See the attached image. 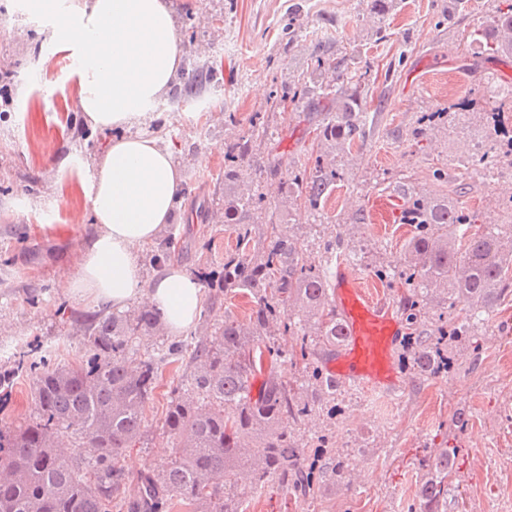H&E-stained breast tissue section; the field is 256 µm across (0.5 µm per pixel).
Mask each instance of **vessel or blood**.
I'll return each mask as SVG.
<instances>
[{
    "label": "vessel or blood",
    "instance_id": "1",
    "mask_svg": "<svg viewBox=\"0 0 512 512\" xmlns=\"http://www.w3.org/2000/svg\"><path fill=\"white\" fill-rule=\"evenodd\" d=\"M334 299L345 332L328 369L343 386L363 385L384 394L398 392L403 380L394 365L402 325L392 307L364 288L345 267L333 276Z\"/></svg>",
    "mask_w": 512,
    "mask_h": 512
}]
</instances>
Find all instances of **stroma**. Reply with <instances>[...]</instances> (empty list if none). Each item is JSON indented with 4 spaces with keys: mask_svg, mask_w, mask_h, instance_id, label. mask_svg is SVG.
Returning <instances> with one entry per match:
<instances>
[{
    "mask_svg": "<svg viewBox=\"0 0 512 512\" xmlns=\"http://www.w3.org/2000/svg\"><path fill=\"white\" fill-rule=\"evenodd\" d=\"M499 0H395L378 18L374 0H172L184 58L217 62L216 86L190 99L164 93L131 135L161 138L183 170L182 198L167 227L177 242L176 260L196 273L206 260H223L236 234L224 222V148L252 123L268 129L254 151L260 164L244 182L265 196L266 211L291 225L312 261L338 263L369 291L400 309L399 296L374 275L396 265L411 235L400 221L401 191L410 187L476 215V229L512 221L501 202L512 197V162L486 183L468 162L482 139L479 118L466 129L439 127L416 135L422 113L483 90L499 61L471 44L468 33L490 25ZM387 40H378V25ZM67 53L51 37L47 20L26 12L21 0H0V73L12 108L0 114V362L25 343L42 344V356L65 363L84 359L87 338L76 323L95 305L73 297L65 277L75 252L95 232L86 193L90 176L112 138L98 131L94 147L76 143L69 120L76 84ZM363 76L368 86L367 132L336 154L343 177L319 209L285 200L280 192L291 166L313 167L320 153L314 133L321 105L296 98L275 108L280 96L309 81L315 68ZM446 179H436L437 170ZM341 242L342 254L325 247ZM197 323L181 339L209 338L225 319L245 320L243 295L218 297L204 288ZM456 363L448 374L405 375L402 390L385 395L341 388L342 411L305 425L306 438L326 435L350 450V484L308 499L271 488L249 497L244 512H409L427 449L458 446L456 472L448 479V512H512V294L483 311L471 346H450ZM186 363L174 360L146 408L147 436L127 449L121 465L137 493L135 477L172 455L160 430L169 391ZM468 414L457 431V409Z\"/></svg>",
    "mask_w": 512,
    "mask_h": 512,
    "instance_id": "stroma-1",
    "label": "stroma"
}]
</instances>
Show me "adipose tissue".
Wrapping results in <instances>:
<instances>
[{
	"instance_id": "1",
	"label": "adipose tissue",
	"mask_w": 512,
	"mask_h": 512,
	"mask_svg": "<svg viewBox=\"0 0 512 512\" xmlns=\"http://www.w3.org/2000/svg\"><path fill=\"white\" fill-rule=\"evenodd\" d=\"M49 17L58 44L75 60V105L113 138L89 188L96 233L74 258L72 296L120 311L134 301L157 311L166 334L195 325L199 282L175 260L145 281L139 255L154 244L181 199L183 176L158 138L129 135L175 79L182 47L170 0H29Z\"/></svg>"
}]
</instances>
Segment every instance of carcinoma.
Masks as SVG:
<instances>
[{"label":"carcinoma","instance_id":"obj_1","mask_svg":"<svg viewBox=\"0 0 512 512\" xmlns=\"http://www.w3.org/2000/svg\"><path fill=\"white\" fill-rule=\"evenodd\" d=\"M473 41L492 58L512 55V0L498 9L493 34L475 30ZM212 65H193L182 73L187 97L205 82L218 81ZM304 92L323 103L327 117L318 128V145L332 150L365 137L363 82L339 72L327 80L312 72ZM483 131L504 157L512 156V119L505 115L512 100L484 99ZM476 99L458 98L418 118L419 134L452 125L474 112ZM266 129L226 145L224 184L239 185L244 164L253 161V142ZM342 178L339 169L316 159L309 173L291 170L282 191L301 198L312 209L326 200ZM401 221L412 226L403 248L400 270L377 269L379 280L408 287L404 296L407 336L402 347L411 373L419 378L447 373L454 364L448 342L464 345L474 335L471 311L488 310L512 291V253L503 250L501 234L512 224L486 227L470 235L458 227L470 216L448 199L414 189L401 190ZM264 196L242 190L224 195V223L233 226L237 248L224 252L220 271L204 266L201 279L224 295L251 297L249 320L227 319L213 338L195 346L170 344L159 355L142 354L136 340L160 329L151 309L125 315L100 312L84 321L88 355L75 363L38 362L19 351L0 366V403L10 401L19 378L32 379L36 417L18 430L0 427V512H112L125 487L120 465L124 449L147 433L145 409L171 358L188 357L187 384L175 387L166 405L161 430L175 448L158 470L137 477V494L123 500L127 512H163L180 500L191 512H241L243 499L271 484L313 497L329 484L350 483L347 454L321 451L302 457L299 425L340 410V386L325 361L344 341L336 315L328 271L310 261L288 224H259ZM463 305L465 316L433 318L430 309ZM279 326L293 337L285 349L264 343ZM301 369L290 376L284 363ZM260 385H255L257 378ZM74 439L72 456L55 450L62 437ZM459 449L434 448L423 459L425 472L411 512H448V478Z\"/></svg>","mask_w":512,"mask_h":512}]
</instances>
